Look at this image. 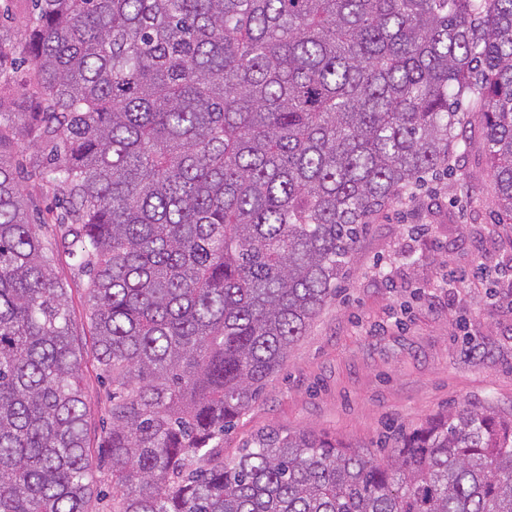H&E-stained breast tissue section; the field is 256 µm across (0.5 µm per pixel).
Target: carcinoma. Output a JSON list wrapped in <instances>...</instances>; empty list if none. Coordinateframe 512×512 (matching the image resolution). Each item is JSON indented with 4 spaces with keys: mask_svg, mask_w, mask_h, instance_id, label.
<instances>
[{
    "mask_svg": "<svg viewBox=\"0 0 512 512\" xmlns=\"http://www.w3.org/2000/svg\"><path fill=\"white\" fill-rule=\"evenodd\" d=\"M31 3L25 40L0 24V150L41 143L65 196L109 427L93 455L67 288L0 158V512H512L491 405L383 458L304 429L224 458L368 218L450 165L464 96L512 220V0Z\"/></svg>",
    "mask_w": 512,
    "mask_h": 512,
    "instance_id": "carcinoma-1",
    "label": "carcinoma"
}]
</instances>
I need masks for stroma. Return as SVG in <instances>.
Segmentation results:
<instances>
[{
    "label": "stroma",
    "instance_id": "stroma-1",
    "mask_svg": "<svg viewBox=\"0 0 512 512\" xmlns=\"http://www.w3.org/2000/svg\"><path fill=\"white\" fill-rule=\"evenodd\" d=\"M468 118L449 172L424 175L415 200L370 217L335 295L225 435L226 457L265 430L304 428L372 446L466 405L512 413V224L494 205L480 117ZM18 176L33 223L56 244L65 230L59 188L24 170ZM53 270L83 339L96 450L106 386L91 352L87 278L60 248ZM451 270L461 281L452 296L440 286Z\"/></svg>",
    "mask_w": 512,
    "mask_h": 512
}]
</instances>
